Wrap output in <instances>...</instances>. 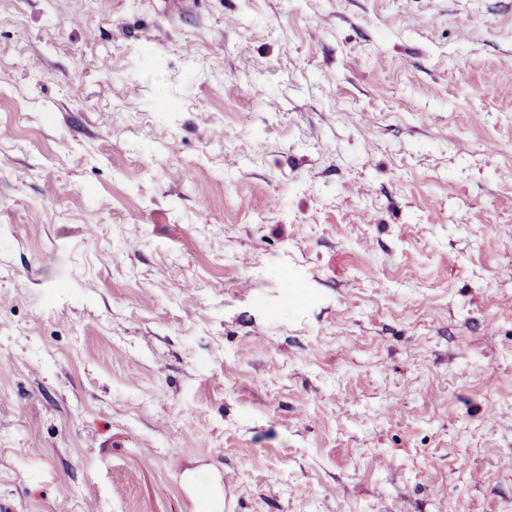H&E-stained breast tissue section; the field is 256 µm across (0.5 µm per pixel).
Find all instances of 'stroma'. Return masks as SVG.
I'll return each mask as SVG.
<instances>
[{"label": "stroma", "mask_w": 512, "mask_h": 512, "mask_svg": "<svg viewBox=\"0 0 512 512\" xmlns=\"http://www.w3.org/2000/svg\"><path fill=\"white\" fill-rule=\"evenodd\" d=\"M220 506L512 512V0H0V512Z\"/></svg>", "instance_id": "obj_1"}]
</instances>
